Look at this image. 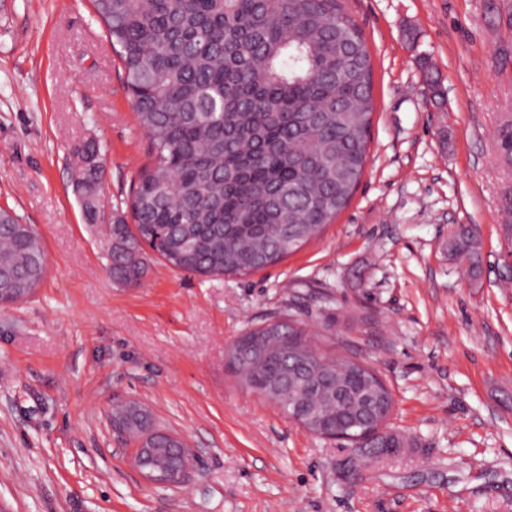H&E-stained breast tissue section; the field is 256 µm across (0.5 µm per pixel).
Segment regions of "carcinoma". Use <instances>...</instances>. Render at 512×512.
<instances>
[{"label": "carcinoma", "mask_w": 512, "mask_h": 512, "mask_svg": "<svg viewBox=\"0 0 512 512\" xmlns=\"http://www.w3.org/2000/svg\"><path fill=\"white\" fill-rule=\"evenodd\" d=\"M118 46L132 106L152 160L106 231L107 269L135 286L145 273L141 243L171 268L204 276L243 275L294 253L348 205L365 169L373 114L372 58L343 0H91ZM512 164V116L497 130ZM81 207L95 224L103 205L100 147L77 148ZM131 212L135 228L125 213ZM471 258L477 240L460 228L450 242ZM0 269L34 291L47 257L31 228L0 209ZM240 383L265 397L295 361L322 372L342 398L323 401L333 425L315 427L295 412L314 400L289 385L276 402L313 435L340 431L348 399L381 379L346 356L319 352L307 327L276 320L229 348ZM370 454L395 455L397 435L383 429Z\"/></svg>", "instance_id": "cac0c4a2"}]
</instances>
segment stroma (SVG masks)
Wrapping results in <instances>:
<instances>
[{
    "label": "stroma",
    "mask_w": 512,
    "mask_h": 512,
    "mask_svg": "<svg viewBox=\"0 0 512 512\" xmlns=\"http://www.w3.org/2000/svg\"><path fill=\"white\" fill-rule=\"evenodd\" d=\"M485 3L345 0L374 103L349 205L277 264L207 277L151 255L129 288L83 218L72 153L99 144L109 201L148 163L122 64L89 0H0V206L48 258L41 286L0 308V512H512V168L496 137L512 26ZM461 226L478 272L448 250ZM288 315L377 372L399 454L312 436L239 385L231 343ZM125 400L191 447L184 485L135 469L109 423Z\"/></svg>",
    "instance_id": "35a3bbf8"
}]
</instances>
